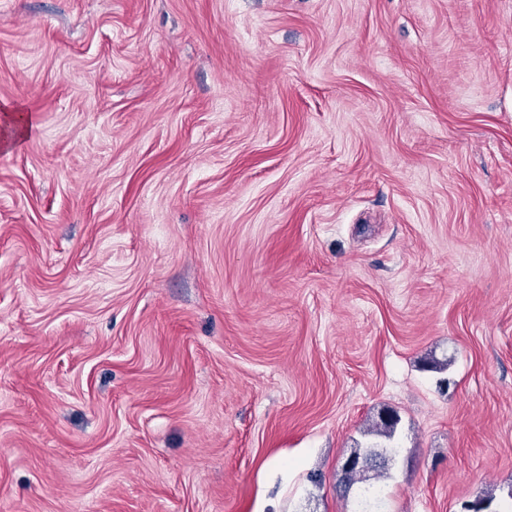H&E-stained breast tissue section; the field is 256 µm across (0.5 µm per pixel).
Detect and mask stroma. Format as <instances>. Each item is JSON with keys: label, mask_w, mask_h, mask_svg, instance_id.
I'll return each instance as SVG.
<instances>
[{"label": "stroma", "mask_w": 512, "mask_h": 512, "mask_svg": "<svg viewBox=\"0 0 512 512\" xmlns=\"http://www.w3.org/2000/svg\"><path fill=\"white\" fill-rule=\"evenodd\" d=\"M512 512V0H0V512ZM368 466V471H375L374 478H378L388 470V463L398 455V448L389 444H373L355 450ZM366 467L364 464L360 461V459L356 455H349L345 461L342 464L341 471L342 474L349 473L351 471H357V470H365ZM365 472V471H364ZM364 472H354L352 474H349L345 477V480H343L344 483V493L345 495L349 493V491L352 489V487L356 484H362L360 486L361 492H360V502L369 495H372L373 492H378L377 489L374 488L372 483H369L370 476H367Z\"/></svg>", "instance_id": "stroma-1"}]
</instances>
